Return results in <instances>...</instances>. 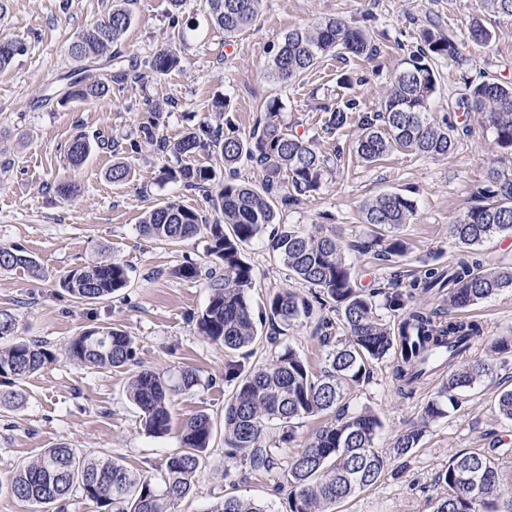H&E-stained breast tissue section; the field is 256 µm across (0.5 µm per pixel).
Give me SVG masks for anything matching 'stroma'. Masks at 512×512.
<instances>
[{"label": "stroma", "mask_w": 512, "mask_h": 512, "mask_svg": "<svg viewBox=\"0 0 512 512\" xmlns=\"http://www.w3.org/2000/svg\"><path fill=\"white\" fill-rule=\"evenodd\" d=\"M112 4L7 0V11L0 15V38L18 39L27 47L0 71V246L21 248L40 264L35 273L23 268L0 272V308L13 312L16 336L46 341L54 353L51 363L18 383L25 402L9 410L0 407V512H32L30 505L11 495L12 477L22 463L60 444L112 456L135 472L159 475L178 446L176 429L197 413L211 417L214 437L196 488L179 503V512H207L228 494L254 500L268 512H285L280 470H255L246 461L227 458L223 439L229 395L224 365L232 360L248 369L263 366L272 359L270 345L260 339L228 355L223 346L199 335L195 322L208 302V283L202 277L181 278L178 270L189 260L210 266L206 240L171 244L138 231L145 213L170 199L211 215L205 194L161 180L163 167L204 164L207 156L177 159L144 143L116 157L97 151L75 168L66 160L67 146L79 133L125 143L135 139L138 119L151 101L164 104L159 133L173 140L188 125L219 123L211 103L223 95L231 98L237 127L247 132L259 120L264 102L279 98L284 120L312 137L329 166L318 192L282 206V223L313 234L324 226L335 228L358 287L404 289L427 262L445 264L454 258L457 249L448 226L478 203L488 171L501 164L491 130L478 115H463L453 104L469 81L512 82V19L488 20L493 40L482 48L468 37L471 23L481 16L478 0H265L257 19L228 43L223 30L208 21L203 0H183L176 11L169 0H133L132 22L122 41L124 55L149 58L165 46L177 23L190 29L187 44L177 49L179 65L161 75L146 72L132 87L113 85L100 101L59 102L60 76L75 66L69 44L90 22L105 17ZM328 17L370 27L379 44L377 56L342 59L330 54L301 82L284 86L271 81L265 69L284 36ZM437 27L453 30L458 45L456 58L437 64L438 91L430 112L432 121L447 119L457 126L455 147L448 155L431 158L396 148L368 164L353 150L357 124L334 134L324 132V105L351 98L358 114L375 112L402 63L420 48L423 29ZM341 73L351 75L350 87L337 84ZM171 100L177 101V108H168ZM118 161L132 175L122 185L108 177ZM68 183L77 187L70 198L58 191ZM383 192L408 195L417 207L411 222L398 232L407 252L397 263L357 248L373 235L371 226L361 221V209ZM243 258L255 278L253 304H261L275 288L308 296V287L273 256L266 239L246 246ZM105 259L129 268L130 283L118 294L84 304L59 288L65 271ZM464 316L485 329L486 342L472 349L471 356L488 362L489 374L465 392L458 409L427 427L411 454L392 459L374 485L338 505L336 512H430V500L447 492L437 476L454 455L512 451V423L497 410L501 393L512 390V358L491 348L492 340L512 333V291L471 306ZM96 326L115 327L131 336L136 365L90 369L70 360L69 340ZM281 340L305 358L313 374H322L326 349L314 322H296ZM392 364L389 356L372 361L368 380L349 394L351 410L368 409L380 417L383 427L376 446L382 452L390 450L401 432L419 425L426 403L444 382L438 376L414 395H401L392 383ZM181 366L195 368L201 384L193 394L171 397L173 433L151 436L126 396L129 378L138 368L166 371ZM335 418V412L327 411L301 419L290 442L279 425L268 424L266 445L279 459H287Z\"/></svg>", "instance_id": "35a3bbf8"}]
</instances>
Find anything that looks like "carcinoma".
<instances>
[{"label": "carcinoma", "mask_w": 512, "mask_h": 512, "mask_svg": "<svg viewBox=\"0 0 512 512\" xmlns=\"http://www.w3.org/2000/svg\"><path fill=\"white\" fill-rule=\"evenodd\" d=\"M129 0H115L107 18L87 25L71 42L68 54L77 63L102 60L108 64L121 56L122 36L132 14ZM263 0H204L211 24L224 30L229 40L246 28L259 14ZM480 11L490 17H511L512 0H480ZM471 41L487 46L492 31L477 20L469 29ZM423 47L403 62L389 89L372 115H363L361 135L355 153L374 163L398 146L416 154L437 158L455 147V126L431 122L430 105L438 88L435 60L454 56L456 35L450 31L425 29ZM25 51L23 43L0 39V69ZM329 53L371 59L377 47L369 31L328 18L288 32L268 66L273 81L292 85L304 78ZM180 63L173 48L157 50L150 68L163 74ZM140 64L134 57L105 75L91 77L82 70L66 76L62 99L93 101L106 98L111 84L141 80ZM224 123L203 125L170 142L159 136L161 112L152 108L139 124V140L129 142L135 151L144 141L175 157L203 151L223 163L215 166L167 167L161 180L185 190H214L210 194L215 217L211 220L176 201L148 212L138 225L140 235L179 243L200 234L207 236L208 256L222 273L210 275L208 303L196 319L197 332L224 346L230 353L245 348L258 338L257 324L270 328L266 339L275 344L288 327L314 316V305L329 308L336 318L319 315L316 332L328 348V369L313 375L306 360L292 347L283 346L266 366L244 372L237 364L224 366V383L230 396L224 403V447L229 458L247 453L256 469L277 465L274 453L263 442L264 426L276 422L294 438L296 421L336 408L350 387L370 375L371 361L395 355L392 376L401 393H413L433 372L452 368L437 395L424 408L422 424L403 431L394 441L392 455L403 457L418 447L424 428L448 415L458 403L455 391L469 387L486 372V364L468 358L470 350L484 335L482 325L460 317L441 318L445 310L462 312L499 292L512 290V267L484 264L480 247L496 235L512 234V165L488 172L479 191L480 202L449 225V234L461 249L450 265L430 263L410 284V291L398 288L367 292L357 287L333 233L310 235L293 225L280 223L279 206L320 189L327 173L326 160L312 141L289 129L282 117L283 102L268 100L264 119L245 134L230 115L231 102H213ZM463 111L477 113L492 129L503 157L512 158V83L482 81L470 84L458 100ZM356 101L323 107V129L335 132L350 123ZM117 155L122 143L77 134L68 146V160L83 164L97 150ZM256 163L262 184L239 179L237 165ZM416 204L401 193H384L366 203L362 223L380 229L364 250L379 247L378 256L394 262L405 255L406 246L397 231L410 223ZM268 236L273 255L292 275L311 289L312 299L302 298L288 288L268 295L263 310L254 311L251 290L252 267L242 258L243 247ZM37 270V261L18 248L0 247V270ZM128 268L105 260L93 267L68 270L59 286L80 303H96L126 288ZM418 294L442 296V307L429 309L414 303ZM397 315L393 328L378 310ZM15 317L0 309V340L12 343L0 349V378L20 381L41 370L53 359L47 342L14 339ZM70 359L93 368L123 367L136 362V347L130 336L108 326L87 329L67 345ZM200 385L192 367L177 375L143 369L133 375L129 397L141 412L144 431L163 437L171 429L169 398L189 395ZM382 423L369 411L344 412L320 429L305 448L286 461L288 512H336V505L373 485L387 468L390 456L375 446ZM213 436L210 417L205 413L187 419L180 428V446L166 459L161 479L133 472L108 456L90 457L67 445L47 448L34 461L19 466L10 492L30 503L34 512L66 501L79 492L96 503L99 512H177V505L196 486L203 457ZM448 494L435 499L430 512H512V474L499 467L496 458L483 452H464L452 457L438 475ZM208 512H267L264 506L237 496H226Z\"/></svg>", "instance_id": "obj_1"}]
</instances>
